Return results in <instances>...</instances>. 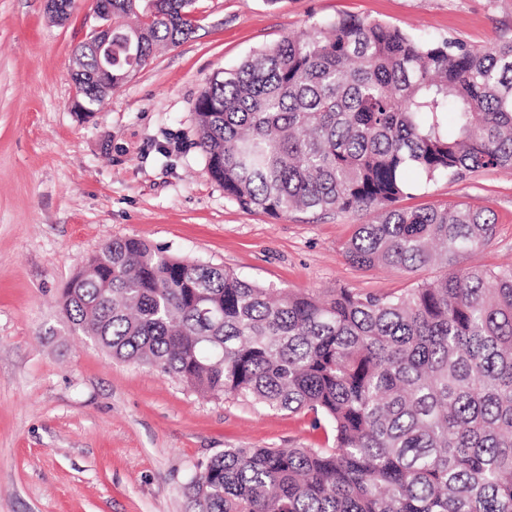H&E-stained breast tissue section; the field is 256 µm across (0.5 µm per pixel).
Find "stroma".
I'll return each instance as SVG.
<instances>
[{
	"instance_id": "1",
	"label": "stroma",
	"mask_w": 512,
	"mask_h": 512,
	"mask_svg": "<svg viewBox=\"0 0 512 512\" xmlns=\"http://www.w3.org/2000/svg\"><path fill=\"white\" fill-rule=\"evenodd\" d=\"M339 14L475 46L512 38V0H196L193 34L81 120L72 70L96 23L89 0L63 22L45 0H0V512H186L187 477L224 448L323 445L309 414L112 359L58 302L102 244L128 237L271 288L375 294L436 276L353 265L343 245L363 213L242 209L196 145L195 103L215 73ZM454 202L496 224L460 268L512 264V170L442 180L400 205Z\"/></svg>"
}]
</instances>
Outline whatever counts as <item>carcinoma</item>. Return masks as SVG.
<instances>
[{
    "label": "carcinoma",
    "mask_w": 512,
    "mask_h": 512,
    "mask_svg": "<svg viewBox=\"0 0 512 512\" xmlns=\"http://www.w3.org/2000/svg\"><path fill=\"white\" fill-rule=\"evenodd\" d=\"M195 0H112V86L193 33ZM100 100L99 48L77 51ZM211 176L245 210L363 212L359 267H436L411 288L279 293L136 239L63 289L74 330L210 395L313 415L323 448H226L188 512H512V267L457 269L495 223L402 208L439 180L512 169V40L472 46L338 15L212 77L195 105Z\"/></svg>",
    "instance_id": "cac0c4a2"
}]
</instances>
